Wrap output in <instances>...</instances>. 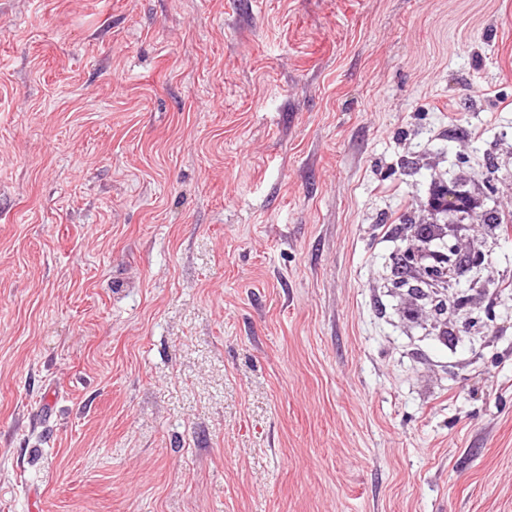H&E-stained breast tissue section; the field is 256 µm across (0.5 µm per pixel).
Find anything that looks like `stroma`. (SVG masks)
I'll list each match as a JSON object with an SVG mask.
<instances>
[{
  "label": "stroma",
  "mask_w": 512,
  "mask_h": 512,
  "mask_svg": "<svg viewBox=\"0 0 512 512\" xmlns=\"http://www.w3.org/2000/svg\"><path fill=\"white\" fill-rule=\"evenodd\" d=\"M486 176L512 0H0V512H512V228L388 286Z\"/></svg>",
  "instance_id": "obj_1"
}]
</instances>
